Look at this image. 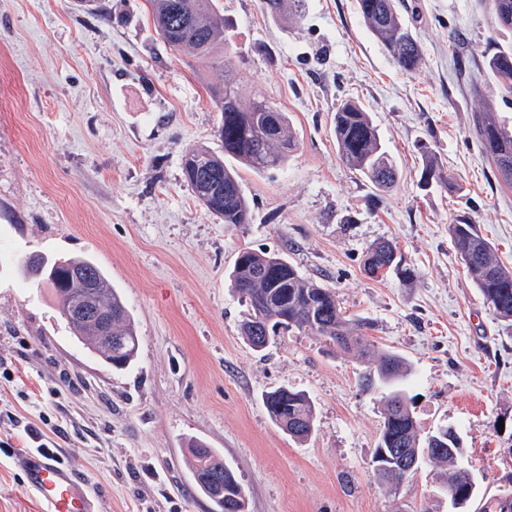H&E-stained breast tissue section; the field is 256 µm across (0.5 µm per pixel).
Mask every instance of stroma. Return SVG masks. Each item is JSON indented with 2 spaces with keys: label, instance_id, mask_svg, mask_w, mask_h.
<instances>
[{
  "label": "stroma",
  "instance_id": "1",
  "mask_svg": "<svg viewBox=\"0 0 512 512\" xmlns=\"http://www.w3.org/2000/svg\"><path fill=\"white\" fill-rule=\"evenodd\" d=\"M425 63L405 74L361 21L356 0H309L283 26L262 0H215L244 97L262 91L290 119L287 162L241 169L250 220L210 214L186 182L193 146L216 153L221 65L168 46L147 0H0V439L22 422L52 438L98 512H216L189 449L219 452L248 512H437V467L422 460L399 498L372 457L387 392L365 388L355 353L289 330L265 350L241 336L230 287L239 251L285 257L334 288L379 348L410 365L402 388L422 432L453 428L482 490L512 484V326L498 321L448 234L477 224L512 267V188L474 128L483 104L512 125V93L484 61L512 42L491 0H406ZM345 100L370 113L400 171L374 191L339 158L333 116ZM454 183L418 185L421 145ZM397 243L412 282L373 278L368 246ZM98 262L132 312L135 364L117 371L86 350L23 260ZM278 387L306 392L305 440L268 415ZM0 512H45L14 456L0 451Z\"/></svg>",
  "mask_w": 512,
  "mask_h": 512
}]
</instances>
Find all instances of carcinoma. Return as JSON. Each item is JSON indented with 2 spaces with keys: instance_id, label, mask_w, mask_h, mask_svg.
<instances>
[{
  "instance_id": "1",
  "label": "carcinoma",
  "mask_w": 512,
  "mask_h": 512,
  "mask_svg": "<svg viewBox=\"0 0 512 512\" xmlns=\"http://www.w3.org/2000/svg\"><path fill=\"white\" fill-rule=\"evenodd\" d=\"M153 23L163 41L173 48H190L200 58L214 61L215 48L224 43V16L217 12L214 0H147ZM308 0H264L269 16L288 24L301 21ZM501 27L512 29V0H492ZM360 17L371 35L381 44L393 64L412 73L423 63L419 42L402 15L400 0H357ZM224 91L220 94L221 123L218 136L224 144V156L198 147L188 150L183 158L185 179L204 208L226 224H246L250 210L243 193L240 174L227 165L232 158L255 172L282 166L293 150L288 115L280 111L260 93L253 94L249 104L241 101L242 92L233 76V62L224 52ZM486 70L505 90L512 92V45L502 47L486 59ZM475 129L486 155L497 175L512 187V128L498 118V113L485 106L476 113ZM333 132L342 160L361 173L379 192L393 188L397 170L384 150L378 130L365 109L353 101L342 103L334 116ZM423 165L420 184L429 187L445 180L437 156L426 144L421 146ZM454 245L476 288L493 314L512 324V269L501 264L490 242L478 226L462 220L448 225ZM397 247L383 241L371 245L364 255V270L379 277L390 272L403 281L413 280L414 271L391 261ZM41 265L35 269L24 263L26 279L51 291L57 309L64 306V296L79 287L95 304L112 309V359L121 361L117 369L128 367L136 358L139 336L135 319L120 292L112 286L104 270L85 257L48 258L39 255ZM230 286L247 305L242 334L251 347H256L251 326H265L269 340L281 329L295 328L319 336L344 350L357 348L370 367V375L393 387L385 396L382 429L375 454L398 448L413 456L425 448L445 446L455 452L464 451L460 437L449 428H440L424 436L413 416L399 382L408 371L400 355L379 349L362 336L350 333L347 319L333 288L302 277L287 259L269 252L247 250L238 254L229 275ZM71 333L90 352L104 350L105 334L91 321L66 322ZM268 415L274 422L301 424L298 439L312 434L307 422L315 420L311 398L302 391L280 387L264 397ZM194 468L203 465L224 470V502L234 512H247L244 487L236 475L224 469V458L214 450L205 457L190 449ZM443 467L440 474L456 487L467 490L476 482L471 471L458 469L453 454L428 456ZM383 468L375 470L381 484L391 487L397 476L398 463L382 458ZM477 512H512V489L499 497H481Z\"/></svg>"
}]
</instances>
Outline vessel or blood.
<instances>
[{"mask_svg": "<svg viewBox=\"0 0 512 512\" xmlns=\"http://www.w3.org/2000/svg\"><path fill=\"white\" fill-rule=\"evenodd\" d=\"M29 488L47 507V512H94L85 485L62 463L34 452L17 458Z\"/></svg>", "mask_w": 512, "mask_h": 512, "instance_id": "vessel-or-blood-1", "label": "vessel or blood"}]
</instances>
